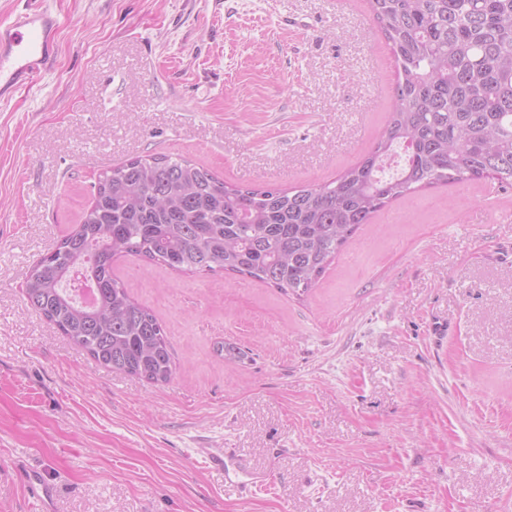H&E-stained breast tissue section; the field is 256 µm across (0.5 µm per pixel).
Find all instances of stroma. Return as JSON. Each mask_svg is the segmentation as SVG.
<instances>
[{
  "instance_id": "35a3bbf8",
  "label": "stroma",
  "mask_w": 512,
  "mask_h": 512,
  "mask_svg": "<svg viewBox=\"0 0 512 512\" xmlns=\"http://www.w3.org/2000/svg\"><path fill=\"white\" fill-rule=\"evenodd\" d=\"M42 2L54 65L0 101V512H42L29 468L51 512H512L510 185L390 203L299 297L115 257L165 328L166 384L103 368L22 294L129 158L288 188L356 165L397 80L368 0ZM24 478L29 492L40 502L43 510H48L53 492L51 488L42 483L39 471L37 469L28 470L25 472Z\"/></svg>"
}]
</instances>
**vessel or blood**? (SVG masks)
<instances>
[{
	"label": "vessel or blood",
	"mask_w": 512,
	"mask_h": 512,
	"mask_svg": "<svg viewBox=\"0 0 512 512\" xmlns=\"http://www.w3.org/2000/svg\"><path fill=\"white\" fill-rule=\"evenodd\" d=\"M63 24L57 13L43 7L27 8L0 25V100L32 84L49 69L56 54V36ZM30 493L41 507H49L53 492L38 470L24 474Z\"/></svg>",
	"instance_id": "obj_1"
}]
</instances>
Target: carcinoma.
Instances as JSON below:
<instances>
[{
	"mask_svg": "<svg viewBox=\"0 0 512 512\" xmlns=\"http://www.w3.org/2000/svg\"><path fill=\"white\" fill-rule=\"evenodd\" d=\"M368 2L398 78L383 133L357 166L288 189L225 182L182 158H132L99 174L81 222L30 269L27 302L106 368L168 382L165 328L112 277L114 256L300 295L392 201L481 178L512 185V0Z\"/></svg>",
	"mask_w": 512,
	"mask_h": 512,
	"instance_id": "carcinoma-1",
	"label": "carcinoma"
}]
</instances>
